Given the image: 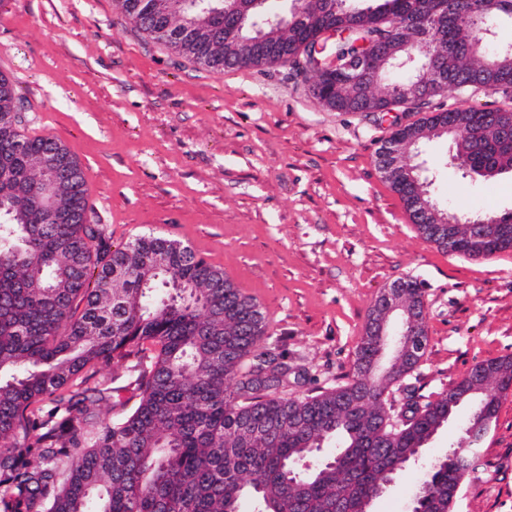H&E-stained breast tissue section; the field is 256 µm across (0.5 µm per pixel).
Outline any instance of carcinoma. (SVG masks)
Returning a JSON list of instances; mask_svg holds the SVG:
<instances>
[{
    "mask_svg": "<svg viewBox=\"0 0 512 512\" xmlns=\"http://www.w3.org/2000/svg\"><path fill=\"white\" fill-rule=\"evenodd\" d=\"M376 0H336V15L315 7L314 22L274 28L277 5L255 13L253 24L274 33L272 64L308 73L302 62L357 50L349 38L324 46L320 33L358 23L375 39L392 34L394 21L372 12ZM408 20L401 35L413 60L389 70L369 93L386 105L400 102L413 79L433 81L439 63L448 71L445 90H482L512 99V78L481 79L503 55L463 56L459 46L475 35L467 11L481 9L492 33L512 23V0H393ZM222 0H187L179 11L157 13L160 25L178 12L212 13ZM439 14L444 23L431 54L415 44V18ZM322 49L315 50V45ZM185 57L221 72L224 39L198 36ZM321 103L345 111L328 76L313 75ZM13 108L0 121V512H350L360 499L415 462L403 443L431 436L457 410L448 399L481 375V391L463 403L472 411L458 441L422 463L409 512H451L453 492L475 471L480 438L470 428L495 418L508 390L512 359L481 362L434 400L410 390L396 410L388 399L425 354L396 368L383 360L371 375L305 397H289L292 369L286 356L248 357L268 337L263 312L224 273L187 246L144 235L117 249L88 206L81 165L60 141L30 136L20 127L23 101L0 74V101ZM462 132L495 112L455 109ZM417 146L431 141L434 116L406 126ZM52 143L73 181L55 190L39 180L42 153ZM476 157L508 166L496 133L488 131ZM57 210H73L58 224ZM434 224L417 225L422 237L448 249ZM406 300L424 316L422 288L408 280ZM123 364L127 383L72 389L85 369ZM235 380V387L228 380ZM336 443L322 460L316 452Z\"/></svg>",
    "mask_w": 512,
    "mask_h": 512,
    "instance_id": "cac0c4a2",
    "label": "carcinoma"
}]
</instances>
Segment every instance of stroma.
<instances>
[{"label": "stroma", "instance_id": "35a3bbf8", "mask_svg": "<svg viewBox=\"0 0 512 512\" xmlns=\"http://www.w3.org/2000/svg\"><path fill=\"white\" fill-rule=\"evenodd\" d=\"M0 73L27 134L65 144L113 247L142 235L188 246L260 306L266 348L301 370L292 397L345 383L371 307L400 279L423 291V394L512 358V250L485 259L426 241L377 154L421 107L338 112L287 67L216 73L180 58L113 0H0ZM448 144L421 156L449 211H512V175L465 180ZM453 512H512V392Z\"/></svg>", "mask_w": 512, "mask_h": 512}]
</instances>
